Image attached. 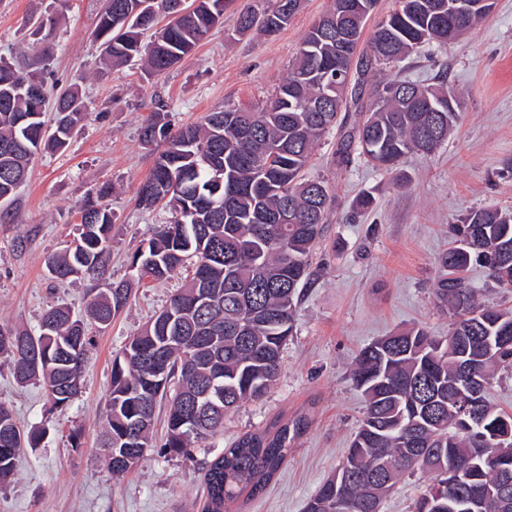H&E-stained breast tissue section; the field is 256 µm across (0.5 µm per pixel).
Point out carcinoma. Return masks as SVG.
I'll list each match as a JSON object with an SVG mask.
<instances>
[{
  "label": "carcinoma",
  "mask_w": 512,
  "mask_h": 512,
  "mask_svg": "<svg viewBox=\"0 0 512 512\" xmlns=\"http://www.w3.org/2000/svg\"><path fill=\"white\" fill-rule=\"evenodd\" d=\"M283 0L261 16L248 8L238 29L255 27L273 35L300 8L288 13ZM347 0H332L324 17L357 34L371 14L348 11ZM153 0H103L93 37L99 44L96 75L144 60L149 75H161L187 57L221 22L224 0H194L183 14L157 27ZM492 11L475 9L459 21L448 16L447 0H396L375 26L371 54L355 55L357 43L344 47L336 37L319 35L314 24L275 95L260 109L226 104L203 121L172 130L163 107L140 131L150 147L163 141L149 177L136 193L139 207L164 202L172 217L155 227L146 246L131 257L137 279L162 280L193 262L190 283L130 337L112 361L102 447L112 448V472L137 465L142 449L153 448L155 407L166 401V434L161 451L187 456L224 428V417L245 400L259 399L276 382L282 352L293 335L295 310L311 280L309 257L323 236L335 196L324 179L304 177L318 142L336 130L331 163L348 167L355 157L394 175L409 155L428 157L454 131L463 97L452 88L419 86L411 81L376 80L390 67L428 44L454 39V27L469 31ZM355 69L349 85L328 88L326 71ZM47 70H25L0 57V219L26 181L40 152L65 150L85 118L76 92L50 97ZM447 108L448 121L427 134L434 113L419 111L426 99ZM323 101L326 111H312ZM366 113L349 120V109ZM107 187L89 194L80 208L79 236L62 254L45 258L55 282L97 278L112 243L114 212L104 200ZM285 210L295 222L281 224ZM454 245L440 258L442 275L435 296L448 309L446 337L422 328L394 332L369 344L357 356L352 379L365 396L363 419L342 461L339 476L325 480L305 512H381L400 479L416 470L435 474L415 503L426 498L448 504V464L465 469L472 489H500L492 512H512V414L493 407L486 389L494 371L512 368V308L481 305L466 276L478 264L500 288H512V209H473L451 226ZM206 303L193 306L199 293ZM129 284H113L94 295L88 321L100 329L128 305ZM92 345L87 324L66 306L47 310L39 332L0 327V356L9 358L14 380L38 381L57 391L52 405L66 410L81 392L84 363ZM80 350L70 363L66 351ZM167 361L158 375L149 356ZM481 413L479 434L465 431L464 405ZM206 422L199 437L184 420ZM305 426L301 417L274 432L240 437L217 456L204 474L205 512H226L244 494L261 491L288 455ZM42 432H25L13 412L0 405V483L16 471L23 449L37 445Z\"/></svg>",
  "instance_id": "obj_1"
}]
</instances>
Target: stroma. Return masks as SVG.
<instances>
[{
  "instance_id": "35a3bbf8",
  "label": "stroma",
  "mask_w": 512,
  "mask_h": 512,
  "mask_svg": "<svg viewBox=\"0 0 512 512\" xmlns=\"http://www.w3.org/2000/svg\"><path fill=\"white\" fill-rule=\"evenodd\" d=\"M273 3L227 0L222 24L165 74L149 79L133 65L101 79L94 74L99 48L92 32L102 0H0V55L36 68L44 40L31 21L53 19L46 40L53 47L48 87L54 95L78 90L86 105L67 150L35 156L14 218L0 221V324L34 332L57 305L84 318L91 292L131 278L130 256L168 217L165 209L148 212L136 204L155 157L140 143L141 126L159 99L178 127L228 103L258 108L272 97L330 0H303L276 36L238 32L242 8L260 14ZM382 77L442 81L463 92L458 130L434 155L404 160L409 182L403 187L360 158L336 169L330 163L334 137L317 147L307 173L329 179L335 204L313 253L315 276L297 304L295 332L276 384L228 414L223 430L193 447L191 456L152 451L123 477H113L100 446L112 360L192 269L165 281H143L108 328L89 326L93 344L83 389L66 411L52 409L40 383L18 385L0 357V404L23 429L45 431L40 446L26 449L15 474L0 484V512H202L208 462L240 436L301 415L307 427L281 469L261 493L240 498L230 512H304L359 428L364 397L351 377L358 352L403 328L447 335L448 315L434 288L450 225L476 207H512V0H496L480 26L447 45L417 50ZM105 184L112 187L115 222L104 278L51 282L46 256L73 242L81 205ZM364 192L375 201L360 212L354 202Z\"/></svg>"
}]
</instances>
